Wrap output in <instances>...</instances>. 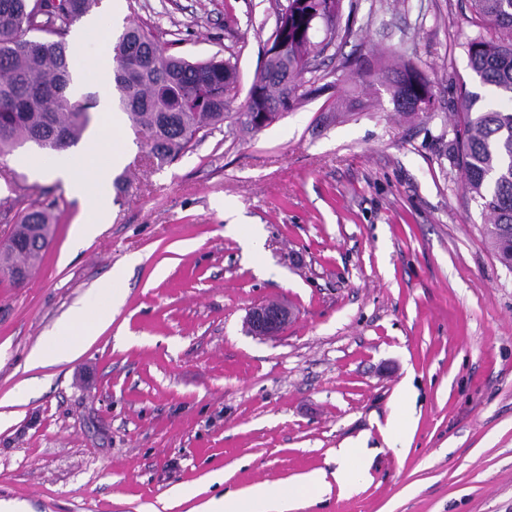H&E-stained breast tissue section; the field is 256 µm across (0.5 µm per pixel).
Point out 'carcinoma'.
I'll list each match as a JSON object with an SVG mask.
<instances>
[{
	"mask_svg": "<svg viewBox=\"0 0 512 512\" xmlns=\"http://www.w3.org/2000/svg\"><path fill=\"white\" fill-rule=\"evenodd\" d=\"M342 0H287L286 51L265 56L255 74L249 99L237 122L259 132L256 112L271 118L288 111L309 94V59L328 43L316 40L320 26L334 25ZM98 0H0V158L35 139L52 151L76 144L90 122L96 100H74L68 93L74 65L67 36L73 24ZM475 13L497 35L479 34L466 45L469 68L483 87L512 102V0H472ZM111 88L146 159L171 163L211 130L224 124L236 82V64L212 57L191 62L167 53L139 25L127 27L113 46ZM366 76L382 75L393 90L398 112L418 113L431 105L429 81L410 63L391 68L382 60L368 64ZM478 93L463 94L456 122L459 135L451 152L463 172L464 189L480 200L487 216L486 234L502 264L512 268V108L489 109ZM52 215L30 208L0 251V273L17 264L35 267L48 246Z\"/></svg>",
	"mask_w": 512,
	"mask_h": 512,
	"instance_id": "cac0c4a2",
	"label": "carcinoma"
}]
</instances>
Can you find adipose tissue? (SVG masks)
Returning a JSON list of instances; mask_svg holds the SVG:
<instances>
[{
    "label": "adipose tissue",
    "mask_w": 512,
    "mask_h": 512,
    "mask_svg": "<svg viewBox=\"0 0 512 512\" xmlns=\"http://www.w3.org/2000/svg\"><path fill=\"white\" fill-rule=\"evenodd\" d=\"M112 64L103 61L99 73L97 91L99 93V114L95 127L90 132L80 155L65 152L56 155L51 161L33 158L30 168L38 174L51 175L61 181L67 191L76 197L92 203L86 217L73 229L74 245H82L95 237L108 216L110 188L107 174L111 167L119 165L124 152L116 145L121 136L123 122L111 109L110 78ZM106 154V163H99V154ZM111 323L110 318L100 316L90 318L86 307L74 308L67 318L58 323L51 338L30 352L29 368L65 362L78 352L91 345ZM199 490L186 486L179 490L178 500L191 503L190 512H273L286 497L284 490L267 485H257L249 491L221 500L211 499L203 504H195Z\"/></svg>",
    "instance_id": "1"
}]
</instances>
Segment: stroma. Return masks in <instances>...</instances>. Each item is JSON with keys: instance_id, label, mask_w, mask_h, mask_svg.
Instances as JSON below:
<instances>
[{"instance_id": "stroma-1", "label": "stroma", "mask_w": 512, "mask_h": 512, "mask_svg": "<svg viewBox=\"0 0 512 512\" xmlns=\"http://www.w3.org/2000/svg\"><path fill=\"white\" fill-rule=\"evenodd\" d=\"M286 3L124 0L91 14L114 38L133 22L169 52L236 62L237 109ZM479 34L495 31L470 0H343L308 75L317 93L262 131L227 117L160 166L124 127L111 218L76 251L87 203L32 179V147L1 161L0 246L29 204L55 222L23 283L0 274V397L33 388L0 419V500L187 512L169 503L181 486L206 481L205 501L320 471L326 493L292 497L289 512H512V269L448 154L461 97L479 90L466 54ZM373 53L413 63L431 108L404 115L388 84L362 83L355 63ZM251 232L256 261L240 242ZM268 302L293 317L252 335L248 312ZM79 305L109 328L27 370ZM342 448L365 456L348 487Z\"/></svg>"}]
</instances>
